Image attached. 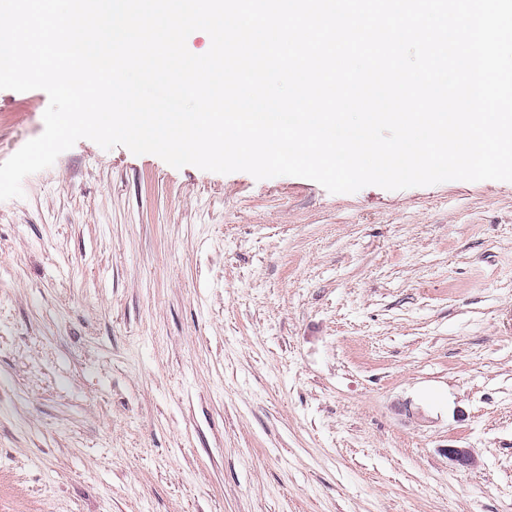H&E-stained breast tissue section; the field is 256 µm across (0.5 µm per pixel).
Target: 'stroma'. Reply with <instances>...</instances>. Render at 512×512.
Listing matches in <instances>:
<instances>
[{
    "label": "stroma",
    "instance_id": "obj_1",
    "mask_svg": "<svg viewBox=\"0 0 512 512\" xmlns=\"http://www.w3.org/2000/svg\"><path fill=\"white\" fill-rule=\"evenodd\" d=\"M48 103L0 90V163ZM23 190L0 512H512V182L333 194L82 139Z\"/></svg>",
    "mask_w": 512,
    "mask_h": 512
}]
</instances>
